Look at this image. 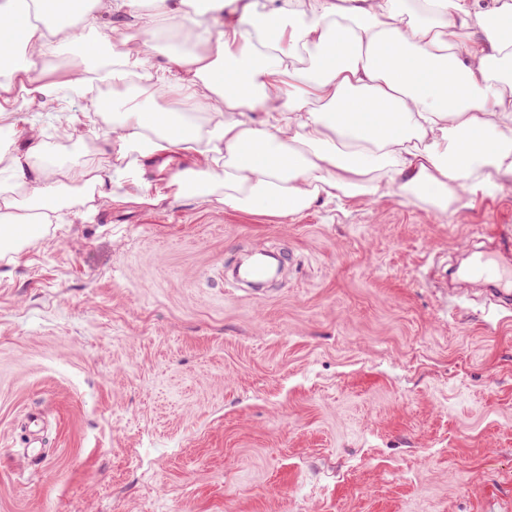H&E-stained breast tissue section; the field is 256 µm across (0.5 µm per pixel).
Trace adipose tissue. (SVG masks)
<instances>
[{
  "label": "adipose tissue",
  "mask_w": 512,
  "mask_h": 512,
  "mask_svg": "<svg viewBox=\"0 0 512 512\" xmlns=\"http://www.w3.org/2000/svg\"><path fill=\"white\" fill-rule=\"evenodd\" d=\"M126 17L184 48L126 50ZM70 45L83 68L45 80ZM108 50L97 155L63 160L39 119L63 90L92 93L85 67ZM132 74L180 111L147 106ZM17 111L0 127L1 256L81 190L93 212L191 197L286 218L380 196L443 213L512 181V0H0V116Z\"/></svg>",
  "instance_id": "1"
}]
</instances>
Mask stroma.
<instances>
[{"mask_svg":"<svg viewBox=\"0 0 512 512\" xmlns=\"http://www.w3.org/2000/svg\"><path fill=\"white\" fill-rule=\"evenodd\" d=\"M63 217L0 257V512H512V310L446 283L512 184ZM263 251L267 292L225 279Z\"/></svg>","mask_w":512,"mask_h":512,"instance_id":"stroma-1","label":"stroma"}]
</instances>
